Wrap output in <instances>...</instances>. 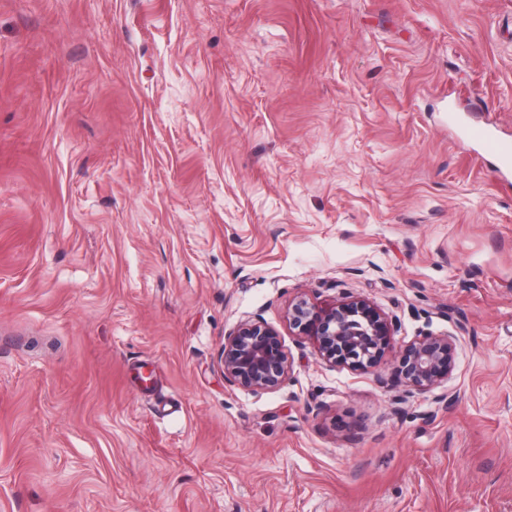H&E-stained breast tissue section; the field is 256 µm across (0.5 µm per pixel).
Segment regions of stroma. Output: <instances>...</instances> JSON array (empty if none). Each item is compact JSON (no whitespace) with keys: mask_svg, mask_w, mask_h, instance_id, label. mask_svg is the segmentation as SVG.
I'll use <instances>...</instances> for the list:
<instances>
[{"mask_svg":"<svg viewBox=\"0 0 512 512\" xmlns=\"http://www.w3.org/2000/svg\"><path fill=\"white\" fill-rule=\"evenodd\" d=\"M460 113L512 142V0H0V512H512V175ZM352 295L453 374L289 335ZM255 317L274 392L218 366ZM219 364L228 383L251 391L279 389L291 367L279 332L259 319L224 337ZM457 340L453 334L415 336L395 356L401 380L418 392L441 384L456 368Z\"/></svg>","mask_w":512,"mask_h":512,"instance_id":"1","label":"stroma"}]
</instances>
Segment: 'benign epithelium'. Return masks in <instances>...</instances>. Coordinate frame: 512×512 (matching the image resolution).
Wrapping results in <instances>:
<instances>
[{
  "label": "benign epithelium",
  "instance_id": "obj_1",
  "mask_svg": "<svg viewBox=\"0 0 512 512\" xmlns=\"http://www.w3.org/2000/svg\"><path fill=\"white\" fill-rule=\"evenodd\" d=\"M287 321L292 335L310 340L324 362L362 370L378 365L394 332L386 313L361 296L327 303L299 298L289 305ZM456 347L453 334L414 337L395 356L401 380L418 392L438 386L456 368ZM219 364L224 380L251 391L279 389L291 367L279 332L259 319L224 337Z\"/></svg>",
  "mask_w": 512,
  "mask_h": 512
}]
</instances>
